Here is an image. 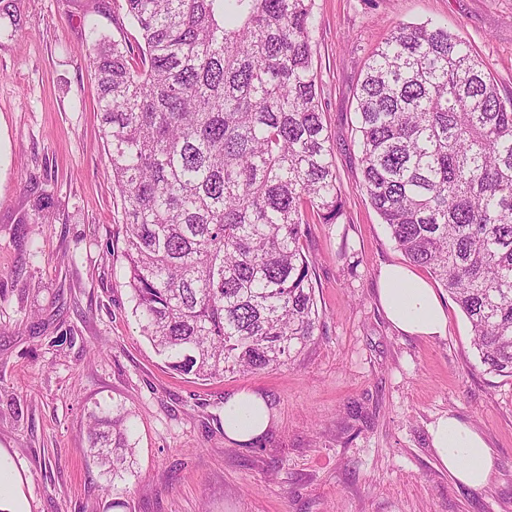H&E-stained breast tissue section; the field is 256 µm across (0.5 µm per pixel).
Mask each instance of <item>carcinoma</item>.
Wrapping results in <instances>:
<instances>
[{"label":"carcinoma","instance_id":"carcinoma-1","mask_svg":"<svg viewBox=\"0 0 512 512\" xmlns=\"http://www.w3.org/2000/svg\"><path fill=\"white\" fill-rule=\"evenodd\" d=\"M125 2L139 61L98 39L90 58L143 335L200 381L278 369L320 322L305 226L341 215L315 0ZM2 18L9 40L17 0ZM356 103L372 206L467 317L481 364L512 377V94L447 29L401 24ZM128 418L90 413L89 448L114 477L133 464Z\"/></svg>","mask_w":512,"mask_h":512}]
</instances>
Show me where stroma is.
I'll return each mask as SVG.
<instances>
[{"instance_id": "35a3bbf8", "label": "stroma", "mask_w": 512, "mask_h": 512, "mask_svg": "<svg viewBox=\"0 0 512 512\" xmlns=\"http://www.w3.org/2000/svg\"><path fill=\"white\" fill-rule=\"evenodd\" d=\"M20 14L19 36L0 40V459L14 479L0 512H512V378L481 365L445 288L446 336L386 319L380 270L406 259L362 188L355 113L368 55L402 23L444 26L512 93V0H315L343 211L303 239L321 322L281 369L207 383L166 367L126 285L87 57L97 34L140 43L124 0H20ZM42 197L49 221L26 223ZM243 389L271 409L248 444L224 434V401ZM99 406L131 414L135 463L118 479L87 451ZM446 414L490 446L483 488L441 469L429 426Z\"/></svg>"}]
</instances>
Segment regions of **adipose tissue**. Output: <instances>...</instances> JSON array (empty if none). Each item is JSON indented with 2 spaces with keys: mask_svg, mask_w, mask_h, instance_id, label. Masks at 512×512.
<instances>
[{
  "mask_svg": "<svg viewBox=\"0 0 512 512\" xmlns=\"http://www.w3.org/2000/svg\"><path fill=\"white\" fill-rule=\"evenodd\" d=\"M379 298L387 319L401 333L423 339L445 336L447 313L434 288L410 269L385 266L380 275ZM269 425L263 395L241 391L224 402V431L233 440L259 439ZM431 445L442 469L463 485L479 488L490 479L494 461L484 437L452 415L439 417L429 428Z\"/></svg>",
  "mask_w": 512,
  "mask_h": 512,
  "instance_id": "obj_1",
  "label": "adipose tissue"
}]
</instances>
